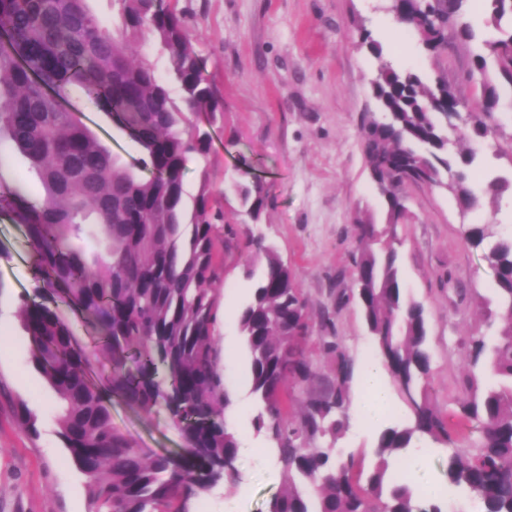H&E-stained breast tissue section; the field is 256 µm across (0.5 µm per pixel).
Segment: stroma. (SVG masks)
<instances>
[{
	"label": "stroma",
	"mask_w": 512,
	"mask_h": 512,
	"mask_svg": "<svg viewBox=\"0 0 512 512\" xmlns=\"http://www.w3.org/2000/svg\"><path fill=\"white\" fill-rule=\"evenodd\" d=\"M383 5L384 0L176 2L178 16L224 98V127L214 134L210 181L222 197L224 221L233 234L224 256L223 314L216 334L232 337L235 353L228 386L235 405L227 426L259 451L255 457H239L235 482L223 481L191 496L187 512H224L228 503L235 512H268L280 489L271 443L252 426L257 405L249 397L250 355L235 316L253 291L244 273L251 224L239 203L238 156L251 159L266 185L268 205L259 228L294 269L308 302L311 334L304 347L313 375L289 386L303 400L319 390L329 372L320 350L324 330L317 313L330 306L335 291L352 286L356 218L367 212L381 224L386 217L387 205L372 188L360 139L364 115L377 110L371 81L378 67L387 61L429 80L446 78L464 98L474 92L466 80L474 42H452L440 54L428 53L407 29L388 32L390 14ZM364 29L381 43L382 57L362 47ZM68 104L85 110L94 131L123 161L138 156L137 145L110 116L84 108L79 87H72ZM494 129L487 139L453 147L460 155L475 154L472 169L481 183L512 176V106L502 105L495 113ZM399 193L410 214L398 228L396 243L402 280L426 309L433 353L429 392L451 416L467 368V338L479 333L494 338L500 325L487 316L497 303L485 250L463 241L462 226L490 222L497 234L512 237V196L464 215L445 189L407 183ZM30 253L24 227L0 214V512H95L87 478L56 435V396L32 366L30 343L18 318L20 297L36 291ZM452 280L467 288L466 299L449 288ZM332 319L350 363L369 356L368 333L357 306L340 308ZM22 407L34 417L36 433L19 425ZM112 424L147 453L183 446L179 428L162 413L116 402Z\"/></svg>",
	"instance_id": "1"
}]
</instances>
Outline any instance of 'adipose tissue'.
I'll return each mask as SVG.
<instances>
[{
    "instance_id": "obj_1",
    "label": "adipose tissue",
    "mask_w": 512,
    "mask_h": 512,
    "mask_svg": "<svg viewBox=\"0 0 512 512\" xmlns=\"http://www.w3.org/2000/svg\"><path fill=\"white\" fill-rule=\"evenodd\" d=\"M358 394L350 408V419L358 428H377L391 407V396L384 383V368L373 358H365L356 378Z\"/></svg>"
}]
</instances>
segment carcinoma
<instances>
[{
	"label": "carcinoma",
	"mask_w": 512,
	"mask_h": 512,
	"mask_svg": "<svg viewBox=\"0 0 512 512\" xmlns=\"http://www.w3.org/2000/svg\"><path fill=\"white\" fill-rule=\"evenodd\" d=\"M88 0H0V142H10L26 161L30 180L8 177L0 155V212L25 226L32 246L37 294L20 298L19 318L31 344L32 363L60 403L58 436L90 483L96 512H183L181 504L237 474L239 440L226 425L231 405L215 335L224 288V218L208 176L213 126L224 119V99L203 57L176 14L172 0H118L120 24L104 27ZM468 0H389L429 53L448 39L473 38ZM492 31L473 54L467 80L477 93L461 102L442 77L427 85L414 71L382 65L372 82L383 113L365 116L360 128L374 189L388 205L378 227L358 218L353 276L360 283L336 296V308L355 298L380 358L403 394L408 419L385 429L374 462L336 458L335 448H316L321 437L336 442L347 426L350 364L336 336L322 337L331 363L323 390L299 409L288 398L290 380L312 375L303 347L310 325L307 302L294 270L261 235L247 236L251 256L263 260L251 299L237 315L250 353L251 393L261 404L254 428L276 446L281 489L268 512H444L441 501H416L404 471L393 468L414 441L456 447L461 422L476 421L481 439L448 457V483L466 487L485 512H512V238L495 240L484 259L498 291L501 327L493 344L468 342V370L452 423L428 392L432 350L423 304L404 288L393 246L407 220L398 188L405 183L444 187L461 213L479 209L471 158L457 159L448 145L485 138L500 103L495 81L512 88V0H485ZM147 42L166 59L168 78L140 54ZM112 116L140 148L125 162L82 119L64 108L72 86ZM462 103V119L450 127L447 109ZM201 165L195 195L183 172ZM246 184L240 200L261 217L264 187L243 155ZM41 196H29V181ZM512 182H489L492 202ZM495 224L462 225L463 240L481 246ZM97 249L87 253L82 243ZM67 304L92 335L109 372L104 388L58 313ZM142 411H164L184 436L188 454L146 455L112 427L109 401Z\"/></svg>",
	"instance_id": "cac0c4a2"
}]
</instances>
